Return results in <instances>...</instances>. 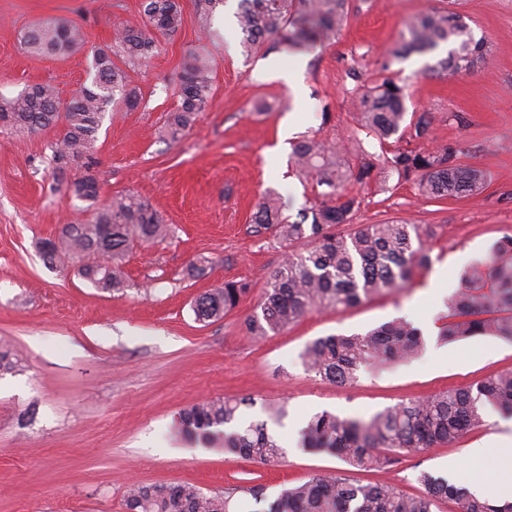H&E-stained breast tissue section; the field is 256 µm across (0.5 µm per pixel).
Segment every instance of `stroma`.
Listing matches in <instances>:
<instances>
[{"mask_svg":"<svg viewBox=\"0 0 512 512\" xmlns=\"http://www.w3.org/2000/svg\"><path fill=\"white\" fill-rule=\"evenodd\" d=\"M143 0H0V97L37 84L69 101L90 83L99 47L111 44L120 24L142 21ZM177 33H155V53L128 68L136 106L106 114L90 153V168L59 170L52 155L55 130L21 133L0 127V346L18 359L0 376V512H126L132 484L190 483L208 494L231 493L233 512H263L283 487L320 472L351 481H389L407 494L423 493L419 471L467 487L501 469L487 454L460 467L468 448L501 427L488 410L482 428L453 446L402 456L383 473L347 465L337 456L298 448L297 432L317 412L370 415L449 388L470 386L512 369V342L489 337L445 342L439 337L446 300L461 272L512 235V0H459L486 59L472 72L448 79L427 73L437 54H411L382 69V53L397 47L407 21L448 0H351L338 38L311 52H244L236 29L225 28L224 0L209 28L195 0H180ZM47 22L80 28L82 44L65 56H37L21 36ZM211 61L209 102L179 140L164 132L177 105L185 66L194 55ZM392 79L406 86L410 104L431 112L436 144L458 149L461 164L481 169L475 198L435 200L391 173L358 189L354 221L427 224L430 264L399 293L353 307L314 310L283 332L252 338L247 320L260 311L285 249L273 231L257 229L252 214L266 192L278 193L296 216L316 198L296 174L293 140L323 135L343 143L357 126L347 94L355 81ZM330 121H323V110ZM92 174L100 201L134 192L167 223L173 238L135 245L123 266L125 284L103 290L76 268L47 267L38 244L58 236L82 203L68 181ZM206 259L202 276L190 262ZM229 281L250 291L223 317L201 323L195 299ZM404 317L419 327L426 346L403 365L364 369L339 386L315 377L300 354L327 335L363 333ZM253 399L249 420L263 419L269 403L287 415L271 430L286 449L267 466L237 455L193 448L167 434L178 413L199 401ZM258 486L263 502L247 490Z\"/></svg>","mask_w":512,"mask_h":512,"instance_id":"stroma-1","label":"stroma"}]
</instances>
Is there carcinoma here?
Listing matches in <instances>:
<instances>
[{
  "instance_id": "cac0c4a2",
  "label": "carcinoma",
  "mask_w": 512,
  "mask_h": 512,
  "mask_svg": "<svg viewBox=\"0 0 512 512\" xmlns=\"http://www.w3.org/2000/svg\"><path fill=\"white\" fill-rule=\"evenodd\" d=\"M349 0H239L236 13L241 44L249 50L307 48L335 38L348 19ZM143 24L126 25L114 42L93 55L89 84L61 103L55 88L35 85L15 97L0 98V115L15 131L57 128L59 171L68 162L87 157L106 113L118 102L132 107L136 89L130 87L124 67L143 65L157 49L148 30L171 35L182 25L179 0H144ZM37 55L61 56L82 42L75 26L33 27L23 36ZM448 46L447 56L428 67L450 77L472 71L484 59L482 41L474 39L468 20L453 10L430 9L406 26L400 47L382 62L427 53ZM211 94L210 64L196 55L181 76L176 108L167 118V135L175 140L204 111ZM359 131L376 142L372 153L364 139L351 145L329 143L317 136L299 141L293 149L300 177L318 189L317 200L292 221L283 213L280 197L267 194L253 214V223L274 230L300 249L288 253L271 277L260 313L249 322L259 337L278 333L312 310L352 307L374 296L391 294L409 284L416 271L429 264L427 224H359L348 233L336 228L353 223L361 201L354 186L375 180L385 167L417 185L434 199L475 197L481 194L480 170L458 163L452 146L425 148L432 140L433 118L427 111L408 115L405 88L392 82L351 91ZM406 144H400V141ZM355 153L353 163L348 154ZM93 179L67 183L73 197L87 203L91 216L66 224L59 235L39 243L45 265L65 268L80 262L79 273L105 290L123 285L122 266L135 243L165 240L170 225L148 203L132 192L120 193L97 205ZM463 287L448 296V322L440 336L448 342L475 336L512 341V236L499 240L487 258L462 273ZM249 291L244 282L224 283L195 300V320L207 323L234 309ZM425 338L403 317L364 334L331 335L308 343L301 353L305 368L340 386L351 384L357 372L377 365L415 359ZM252 400L212 399L181 411L175 433L192 444L224 450L263 465H274L285 455L268 422L279 423L282 407L269 408L268 419L242 420V407ZM496 409L512 414V370L498 373L465 388H450L423 399L387 407L368 416H344L329 411L314 414L299 430L301 447L325 451L347 464L389 469L404 454L451 445L484 425L485 414ZM426 492L402 494L389 483L356 484L337 474L318 473L283 489L266 512H435L440 501L455 504L456 512H512V502L498 505L472 496L448 479L428 472L419 475ZM127 512H231L230 496L211 495L190 485H136L126 499Z\"/></svg>"
}]
</instances>
